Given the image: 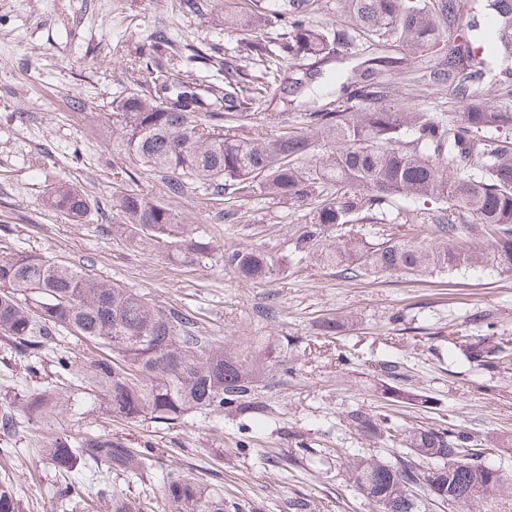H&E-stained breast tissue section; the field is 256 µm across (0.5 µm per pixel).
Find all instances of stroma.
<instances>
[{
  "instance_id": "35a3bbf8",
  "label": "stroma",
  "mask_w": 512,
  "mask_h": 512,
  "mask_svg": "<svg viewBox=\"0 0 512 512\" xmlns=\"http://www.w3.org/2000/svg\"><path fill=\"white\" fill-rule=\"evenodd\" d=\"M213 13L183 9L173 0H0V224L9 225L14 247L50 260L85 265L143 295L151 304L194 314L203 335L235 350L262 336L275 355H287L289 373L267 365L258 382L257 415L191 414L166 425L112 417L97 399L79 396L74 408L48 425L20 419L0 434V448L18 457L0 458V470L18 472L25 512H110L98 501L99 484L80 482V503L64 506L56 478L41 460L55 434H109L130 448H151L156 467L151 484L168 472L189 471L220 485L227 505L241 512H372L368 499L348 483L338 449L390 460L400 447L350 428L347 411L384 407L406 426L448 423L497 450L512 470V359L501 368L468 365L452 344L455 329L490 315L491 335L512 339V274L489 267L401 278L389 274L346 279L335 269L308 262L266 282L242 279L224 254L249 245L272 253L287 247L305 207L255 194L237 199L234 219L220 218L223 200L197 186L168 200L180 223L205 231L219 254L204 266L171 261L137 240L113 235L116 218L113 174L126 170L131 187L165 198L160 176L142 173L106 136L108 109L131 91L153 93L148 72L128 67L151 34L168 41L155 54L159 66H178L193 83L213 74L212 48L239 52L238 34L225 28V8L246 0H216ZM422 107L457 109L464 100L455 81L405 87ZM85 101L73 110L72 96ZM69 180L97 204L94 223L68 224L45 212L47 185ZM166 199V198H165ZM336 318V340L325 342L322 325ZM292 345H285V338ZM399 362L400 388L429 396L430 406L389 398L382 361Z\"/></svg>"
}]
</instances>
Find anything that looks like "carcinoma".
I'll return each instance as SVG.
<instances>
[{
    "mask_svg": "<svg viewBox=\"0 0 512 512\" xmlns=\"http://www.w3.org/2000/svg\"><path fill=\"white\" fill-rule=\"evenodd\" d=\"M245 18L224 12V26L240 32L243 54L224 58L214 81L200 94L182 70L153 67L154 51L165 43L150 37L149 48L130 60V68L152 75L158 95L128 92L112 101L109 133L140 169L165 180V194L178 198L198 184L228 204L260 193L310 207L296 225L288 259L257 248L229 253L226 263L242 278L260 282L285 264L308 259L337 269L347 279L375 274L426 276L492 266L512 273V8L491 0L496 37L474 53L456 45L461 26L459 0H338L341 22L325 29L310 21L314 0H277L274 6L250 0ZM282 37L272 51L257 39L271 20ZM396 44L414 59L438 45L448 50V65H460L461 81L489 75L466 99L462 112H429L391 96L389 72L397 59L370 57L346 71L334 68L360 48ZM312 58L317 72L337 87L335 99L283 120L269 133L254 132L270 118L262 115L272 86L298 89L304 79L297 61ZM238 117L244 123L224 125ZM114 196L120 221L112 231L130 233L150 246L173 247L175 260L204 264L215 247L199 229L177 221L162 202L119 179ZM395 198L411 200L404 223L426 227L431 213L440 241L427 243L386 237L383 228L364 231L369 213ZM41 206L71 224L94 221L86 192L67 182L49 186ZM71 335L112 351V359L85 367L62 350L55 356L56 380L39 381L19 402L36 423H47L69 403L60 385L81 380L102 397L112 416L127 421L173 424L190 413L257 414V375L266 364L260 345L227 351L201 334L197 318L176 307L151 305L139 293L98 278L66 262L19 250L0 252V340L25 354L32 373L43 349ZM455 345L475 367L492 369L512 351L509 341L475 336L464 325ZM347 424L364 436L386 437L406 448L393 461L349 454L346 477L372 502L389 500L395 512H422L418 491L450 504L505 492L504 472L482 462L485 449L453 425L407 428L388 414L356 408ZM43 458L64 480L59 497L75 485L110 475L151 478L153 454L129 448L119 438L68 434L52 437ZM0 512H23L15 479L0 480ZM112 512H224V493L188 471L170 472L155 500L112 496Z\"/></svg>",
    "mask_w": 512,
    "mask_h": 512,
    "instance_id": "1",
    "label": "carcinoma"
}]
</instances>
